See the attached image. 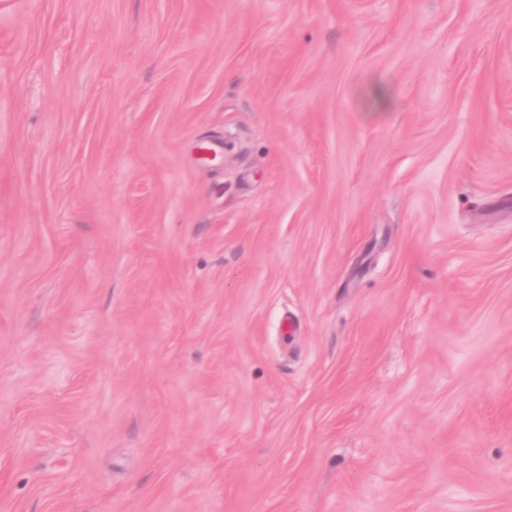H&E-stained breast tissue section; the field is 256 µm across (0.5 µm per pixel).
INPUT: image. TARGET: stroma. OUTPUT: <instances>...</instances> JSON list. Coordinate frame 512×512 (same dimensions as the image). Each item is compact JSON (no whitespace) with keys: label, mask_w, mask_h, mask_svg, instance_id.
<instances>
[{"label":"stroma","mask_w":512,"mask_h":512,"mask_svg":"<svg viewBox=\"0 0 512 512\" xmlns=\"http://www.w3.org/2000/svg\"><path fill=\"white\" fill-rule=\"evenodd\" d=\"M0 512H512V0H0Z\"/></svg>","instance_id":"1"}]
</instances>
